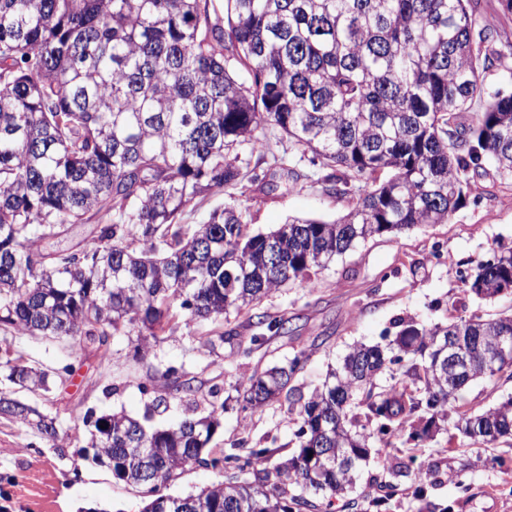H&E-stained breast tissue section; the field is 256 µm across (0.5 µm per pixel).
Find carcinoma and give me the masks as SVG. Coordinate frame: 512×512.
<instances>
[{
    "mask_svg": "<svg viewBox=\"0 0 512 512\" xmlns=\"http://www.w3.org/2000/svg\"><path fill=\"white\" fill-rule=\"evenodd\" d=\"M0 0V329L66 337L100 357L131 325L163 335L239 312L318 272L356 243L446 224L490 166L512 180V65L501 34L472 0ZM502 72L492 92L482 71ZM476 98L485 109L459 115ZM271 126L310 151L330 190L352 198L337 221L293 220L249 231L236 205L216 208L191 234L177 220L200 196L233 183L258 130ZM90 224L75 247L59 238ZM512 285V245L476 264L467 290L491 299ZM460 342L468 366L448 362ZM512 316L406 324L384 344H355L300 405L297 450L269 465L272 449L211 456L224 404L187 403L174 425L103 413L88 447L112 477L141 489V512H331L348 507L371 454L398 436L418 446L477 380L512 372ZM304 353L241 384L243 409L279 401ZM400 366L387 388L376 378ZM47 392L51 372L14 343L0 372ZM0 414L55 441V416L0 389ZM454 427L494 447L512 435V397L456 412ZM194 463L225 480L198 494L160 488ZM434 460L415 471L417 512H431ZM396 484L371 506L389 509Z\"/></svg>",
    "mask_w": 512,
    "mask_h": 512,
    "instance_id": "obj_1",
    "label": "carcinoma"
}]
</instances>
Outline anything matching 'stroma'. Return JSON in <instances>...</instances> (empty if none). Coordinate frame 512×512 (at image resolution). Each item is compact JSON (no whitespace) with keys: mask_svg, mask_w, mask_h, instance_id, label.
Instances as JSON below:
<instances>
[{"mask_svg":"<svg viewBox=\"0 0 512 512\" xmlns=\"http://www.w3.org/2000/svg\"><path fill=\"white\" fill-rule=\"evenodd\" d=\"M259 138V148L247 159L245 178L192 202L181 223H203L210 210L224 204L242 208L254 232L274 230L294 217L331 222L348 211V199L326 192L325 171L313 163L311 152L274 128L260 131ZM284 168L296 170L298 182L269 187L273 172ZM471 183V192L448 223L357 243L318 274L315 287L294 284L264 297L252 310L189 329L172 324L165 335L150 340L148 349L138 350L134 332L115 340L106 360L89 347L72 351L66 340L22 338L20 348L31 363L70 369L52 383L49 393H17L24 402L57 416L63 431L53 443L0 415V512H138L136 491L116 483L106 467L76 454L85 444L82 416L87 409L138 417L163 396L177 412L187 398L177 390V380H191L199 401L216 386L225 410L211 442L215 454L234 450L243 455L260 445L275 449L281 458L295 447L293 405L320 385L328 366L348 346L380 342L383 335L395 334L402 321L511 313L512 293L482 300L467 292L462 277L478 261L490 258L498 245L512 244V182L490 173L474 176ZM452 265L458 275H449ZM260 315L266 321L287 320L288 333L268 334L256 322ZM254 336L262 337V344L251 345ZM246 346L252 352L245 357L241 350ZM300 351L306 365L289 382L284 397L242 413L239 381L286 364ZM170 366L175 376H165ZM511 394L512 379L478 381L463 391L458 404L480 412ZM412 457L421 464L448 457L453 468L467 470V492L441 480L428 490L433 504L452 505L453 512H512V438L483 448L452 429L413 451L386 449L371 456L358 491L386 480L390 464Z\"/></svg>","mask_w":512,"mask_h":512,"instance_id":"1","label":"stroma"}]
</instances>
